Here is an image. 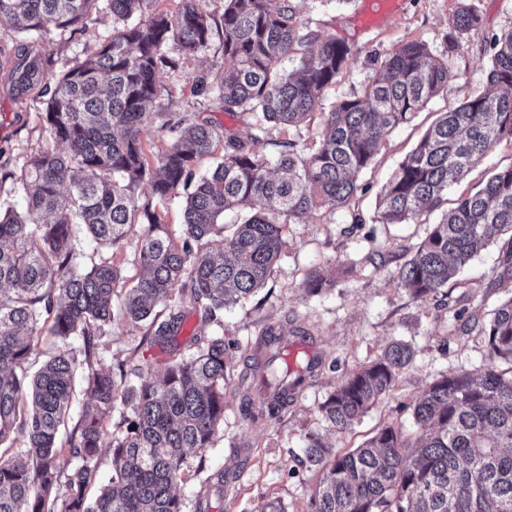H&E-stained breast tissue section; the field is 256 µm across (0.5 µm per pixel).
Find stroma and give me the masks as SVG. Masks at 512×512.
Here are the masks:
<instances>
[{
  "instance_id": "35a3bbf8",
  "label": "stroma",
  "mask_w": 512,
  "mask_h": 512,
  "mask_svg": "<svg viewBox=\"0 0 512 512\" xmlns=\"http://www.w3.org/2000/svg\"><path fill=\"white\" fill-rule=\"evenodd\" d=\"M476 4L481 31L452 49L449 22L457 0H300L303 26L345 39L356 52L351 66L328 88L327 102L360 91L388 52L412 40L427 42L435 55L447 60L456 75L454 90L436 96L410 123L385 136L375 162L362 173L361 189L350 206L323 210L285 227V244L267 285L226 309L222 324L204 320L201 308L184 294L175 299L184 323L172 340L147 342L148 323L134 324L119 315L108 326L96 351L99 367L135 369L145 379L158 376L173 358L193 354L194 337L224 338V425L210 448L187 455L185 476L174 487L183 512H199L207 479L223 469L236 477L224 489L220 512H264L271 502L278 503L282 512H305L321 479L320 471L304 460L309 435L321 437L339 451L358 447L388 425L415 432L413 401L433 379L486 364L488 348L481 325L498 302L512 295V281L499 278L506 244L482 248L444 293L418 300L399 287L396 275L440 215L432 213L422 224L378 220L382 186L426 128L439 113L488 87L486 39L512 28V0H476ZM112 27L111 14L102 11L92 15L85 29H55L34 41L0 23V166L17 169L31 154L56 148L43 118L49 93L64 70L111 36ZM35 57L47 63L43 76L37 84L22 87L18 76L23 63ZM223 68L222 49L212 43L185 62L178 78L163 79L157 111L198 118L193 80L200 72L215 74ZM75 236L81 262L111 255L123 275L116 294L124 296L141 273L138 234H131L114 254L84 229H77ZM315 269L332 285L311 295L302 283ZM271 325L289 337L298 327L308 331L323 367L278 418L253 422L244 416L243 396L257 393L258 385L246 365L256 341ZM394 342L410 346L414 356L393 390L350 429L331 428L320 412L321 403L346 374L376 359ZM60 348L78 360L71 410L76 421L90 400L84 341L73 336L61 344L46 336L38 346L47 353Z\"/></svg>"
}]
</instances>
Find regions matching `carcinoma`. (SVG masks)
Returning a JSON list of instances; mask_svg holds the SVG:
<instances>
[{
  "instance_id": "cac0c4a2",
  "label": "carcinoma",
  "mask_w": 512,
  "mask_h": 512,
  "mask_svg": "<svg viewBox=\"0 0 512 512\" xmlns=\"http://www.w3.org/2000/svg\"><path fill=\"white\" fill-rule=\"evenodd\" d=\"M155 0H0V21L41 38L51 29L79 30L96 6L116 26L56 81L44 119L65 151L31 155L21 172L0 167L24 194L25 208L0 210V512H183L172 488L182 479L186 451L210 447L224 422V337L194 338L197 354L167 364L158 382L118 383L96 369L98 340L114 319L121 270L100 260L77 262L74 227L98 244L119 249L138 224L139 262L145 274L121 307L125 319L150 321L153 339L178 332L182 315L158 321L154 308L188 293L217 325L224 308L245 301L268 282L283 247V227L321 208L347 207L359 175L380 152L385 134L412 121L440 94L453 89L448 62L427 43L395 46L361 92L326 105L324 92L354 60L342 39L299 23L294 0H224L222 14L201 0H180L177 11H158ZM450 25L455 44L479 33L475 0H460ZM219 40L224 71L194 78L197 105L234 115L262 114L247 139L224 135L207 119L154 112L161 79ZM290 58L296 67L285 71ZM496 93L473 95L441 113L400 162L380 194L383 224L419 223L447 201L502 142L512 143V28L492 36L485 61ZM42 60L19 75L39 81ZM322 117L309 150L296 140L279 142L276 172L256 150L272 131H289L314 113ZM172 134L158 152L141 133L155 118ZM224 153L206 173L202 160L216 143ZM150 184L160 199L184 192L181 232L165 228L163 213L141 201ZM243 206L244 218L223 224L224 212ZM512 234V165L497 168L474 192L461 194L439 223L430 226L398 272L399 286L415 298L436 296L468 266L480 245ZM329 286L310 272L303 288L313 295ZM84 339L93 403L67 445L58 434L68 417L75 358L59 353L29 372L42 335ZM489 353L512 364V296L482 326ZM283 333L269 326L254 360L271 388L246 412L254 421L275 418L288 406V390L302 386L321 366L305 364L291 375L277 364ZM413 357L392 345L377 360L347 374L320 411L338 430L358 421L392 389ZM132 405L111 433L112 488L99 486L98 452L117 403ZM412 416L420 434L386 426L358 448L333 455L309 437V465L323 471L307 512H512V378L494 364L434 380L418 396ZM23 446H15L18 438Z\"/></svg>"
}]
</instances>
